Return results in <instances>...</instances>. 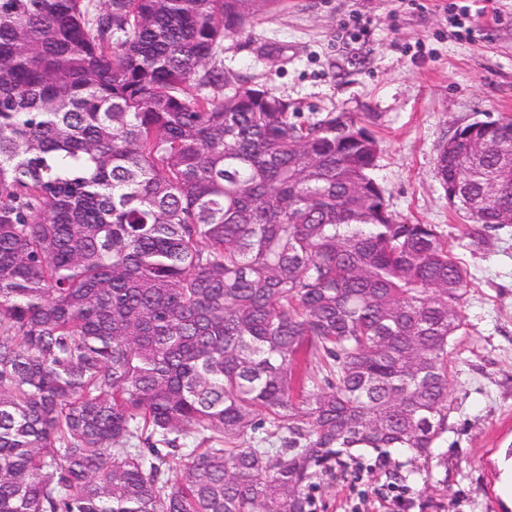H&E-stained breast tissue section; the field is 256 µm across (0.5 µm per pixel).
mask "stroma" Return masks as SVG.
<instances>
[{
    "label": "stroma",
    "instance_id": "35a3bbf8",
    "mask_svg": "<svg viewBox=\"0 0 512 512\" xmlns=\"http://www.w3.org/2000/svg\"><path fill=\"white\" fill-rule=\"evenodd\" d=\"M224 68L303 119L352 113L379 142L391 210L436 225L469 276L429 478H391L369 454L316 492L317 512H512L499 494L512 465V224L464 222L435 177L457 128L512 116V0H281L225 40Z\"/></svg>",
    "mask_w": 512,
    "mask_h": 512
}]
</instances>
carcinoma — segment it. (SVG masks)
Returning <instances> with one entry per match:
<instances>
[{
  "label": "carcinoma",
  "mask_w": 512,
  "mask_h": 512,
  "mask_svg": "<svg viewBox=\"0 0 512 512\" xmlns=\"http://www.w3.org/2000/svg\"><path fill=\"white\" fill-rule=\"evenodd\" d=\"M258 2L0 0V512H314L362 452L427 465L448 432L467 271L353 116L224 70ZM487 125L435 164L485 227Z\"/></svg>",
  "instance_id": "obj_1"
}]
</instances>
